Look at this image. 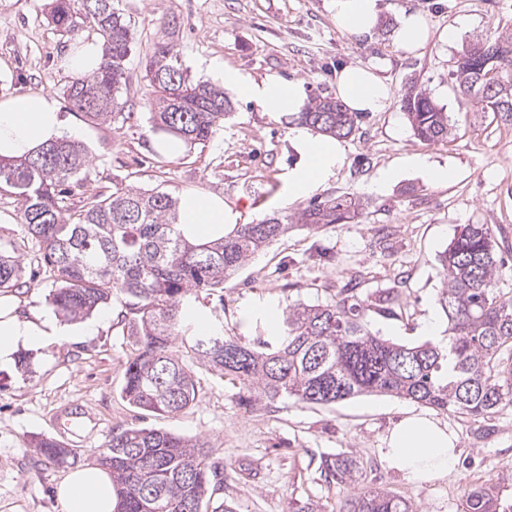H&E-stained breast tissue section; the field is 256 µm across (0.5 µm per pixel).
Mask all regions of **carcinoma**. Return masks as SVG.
Returning a JSON list of instances; mask_svg holds the SVG:
<instances>
[{"instance_id":"carcinoma-1","label":"carcinoma","mask_w":512,"mask_h":512,"mask_svg":"<svg viewBox=\"0 0 512 512\" xmlns=\"http://www.w3.org/2000/svg\"><path fill=\"white\" fill-rule=\"evenodd\" d=\"M112 2L54 0L50 13L56 26L69 30L78 8L103 38L99 71L65 90L73 107L95 122L112 120L133 43L130 25ZM494 66L499 76L492 109L484 103L480 74ZM145 70L155 104L150 120L185 145L206 143L230 114L224 91L190 79L170 45L157 46ZM454 76L465 100L511 122L512 25L463 47ZM404 107L419 139H448V113L425 92L409 93ZM358 117L328 97L296 113L300 124L336 138L350 136ZM89 162L84 146L62 140L34 157L0 161V183L22 198V227L54 277L49 302L57 314L82 321L114 293L128 299L121 323L132 356L121 394L133 407L174 417L194 406L200 388L187 353L236 378L246 391L241 404L247 408L279 399L328 406L379 392L479 420L512 402V298L495 288L504 263L488 225H466L439 256L444 286L438 303L448 320L447 345L408 346L376 336L363 322V306L340 293L327 303L288 306L282 336L272 347L226 336L214 322L199 327L190 311L192 298L202 290L224 289L255 253L293 228L341 224L357 216L364 203L352 197L315 200L296 216L237 224L219 239L190 241L176 224L177 200L164 192L125 186L71 211L67 194ZM25 286L23 258L0 252V288ZM36 447L57 464L71 455L48 437ZM212 458V446L203 438L131 427L112 431L99 461L112 473L116 512H203L217 474ZM323 466L336 483L355 482L357 460L336 455ZM501 499V485L485 483L467 492L462 512H500ZM341 512L415 509L402 496L367 490L352 495Z\"/></svg>"}]
</instances>
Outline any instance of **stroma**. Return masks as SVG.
<instances>
[{"mask_svg":"<svg viewBox=\"0 0 512 512\" xmlns=\"http://www.w3.org/2000/svg\"><path fill=\"white\" fill-rule=\"evenodd\" d=\"M51 0H0V98L48 92L77 129V142L92 160L86 179L72 185V210L116 188L215 193L238 213L241 224H257L306 208L307 199L289 201L288 182L300 162L289 137L294 119L264 112L246 97L230 94L232 110L210 140L185 149L175 159L158 149L163 133L150 120L152 98L145 60L155 47L170 44L194 80L214 83L207 70L217 59L256 80H304L310 96L330 97L336 67L351 62L377 66L393 88L385 112L364 115L344 138L341 168L316 196H354L364 201L361 216L347 224L316 230L298 228L256 254L224 287L222 296L200 293L199 314L216 315L226 334L264 338L263 320L245 323L252 307L277 309L305 302L325 303L340 293L362 302L364 322L396 343L424 342L423 323L439 311L444 285L439 255L464 225H488L507 264L497 283L512 296V122L466 104L454 79L463 44L512 24V0H384L382 23L353 40L337 32L327 0H114L134 33L126 60L123 109L112 121L93 123L73 110L65 90L74 76L66 59L80 40L95 32L83 21L73 30L49 18ZM423 13L434 30L461 27L457 42L431 41L411 55L392 45L400 10ZM177 20L170 28L168 20ZM426 90L443 106L451 124L446 142L428 143L414 135L403 110L411 87ZM412 154L455 170L452 182L432 184L406 171L382 190L373 183L381 169ZM21 200L0 187V247L32 260L21 227ZM53 280L42 274L24 288L0 289L21 318L53 315ZM400 296L393 314L380 311L385 291ZM126 298L118 294L93 313L94 335L83 323L70 336L52 337L42 349H18L28 366L0 370V512H60L55 489L67 474L40 455L39 438L62 442L77 465L95 463L113 429L161 427L210 441L220 467L221 500L235 512H297L317 502L321 512H340L351 492L383 489L410 500L417 512H461L465 493L475 485L504 479V504L512 503V403L488 420L471 421L439 413L458 438V457L448 476L416 482L389 469L380 450L388 428L420 404L373 393L314 406L289 400L248 410L239 403L240 385L196 366L198 403L176 417L143 415L121 396L131 346L118 318ZM64 412L79 416L75 432L57 430ZM345 454L359 465L352 485L327 478L322 459Z\"/></svg>","mask_w":512,"mask_h":512,"instance_id":"1","label":"stroma"}]
</instances>
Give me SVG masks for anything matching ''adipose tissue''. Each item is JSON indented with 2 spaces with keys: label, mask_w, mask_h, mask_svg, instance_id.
Listing matches in <instances>:
<instances>
[{
  "label": "adipose tissue",
  "mask_w": 512,
  "mask_h": 512,
  "mask_svg": "<svg viewBox=\"0 0 512 512\" xmlns=\"http://www.w3.org/2000/svg\"><path fill=\"white\" fill-rule=\"evenodd\" d=\"M329 6L338 32L350 38L371 34L383 13V0H330ZM392 38L396 50L404 53L423 47L430 38L426 17L419 12L400 13ZM207 70L225 87L238 90L267 112H301L308 103L307 88L300 80L255 81L218 63L208 64ZM334 93L347 111L363 114L386 111L393 97L390 85L378 76L375 67L363 63H351L336 71ZM76 134L53 95L24 93L0 100L1 160L36 155L42 147ZM290 137L304 157L288 188V198L294 201L340 169L345 150L335 137L312 134L302 125L291 128ZM177 209L181 229L198 238L214 237L236 221L235 213L216 195L181 194ZM60 333L52 318L37 323L23 320L12 307L0 305V368L13 364L18 346L40 347L47 337ZM384 445L387 465L419 481L444 477L456 461V436L447 424L428 414H404L385 436ZM56 500L62 512H114L112 477L97 464L74 469L58 484Z\"/></svg>",
  "instance_id": "obj_1"
}]
</instances>
